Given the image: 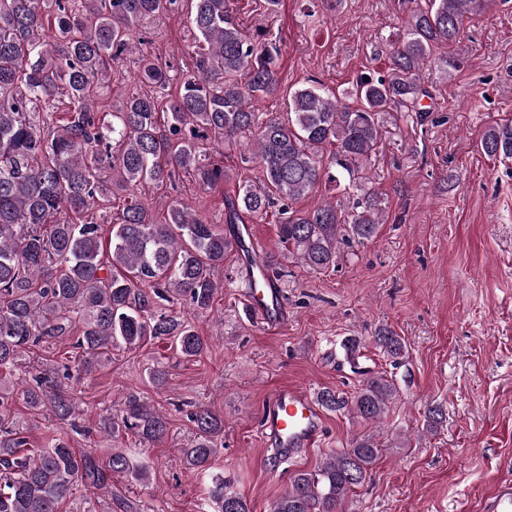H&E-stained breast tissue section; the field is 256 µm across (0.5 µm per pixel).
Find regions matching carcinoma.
I'll return each mask as SVG.
<instances>
[{"label":"carcinoma","instance_id":"obj_1","mask_svg":"<svg viewBox=\"0 0 512 512\" xmlns=\"http://www.w3.org/2000/svg\"><path fill=\"white\" fill-rule=\"evenodd\" d=\"M175 0H0V376L22 358L54 339L71 337L81 354L74 371L90 372L89 356L107 357L112 347L135 349L149 339L167 338L185 359L207 347L189 319L163 309L181 301L199 314L212 308L223 283L219 271L239 234L209 223L183 202L171 205L164 220L134 193L142 183L163 187L175 173L193 174L200 184L224 181V166L202 154L200 145H237L250 140L261 168L259 181L244 183L227 203L226 221L263 215L279 207V241L285 253L268 255L269 269L291 258L313 272L336 265L340 245L369 240L382 216L370 197L350 217L324 204L312 211L292 210L288 202L311 193L323 180L341 185L322 166L323 151L336 147L330 163L346 172L375 152L383 115L391 107L416 109L428 96L420 74L436 60L456 61L439 51L462 34L465 19L481 14L488 0H415L404 33L391 44L388 66L374 78L364 74L343 103L319 81L288 92L287 118L259 121L253 102L281 88L276 69L277 42L261 28L236 22L228 0H190L196 63L179 79L177 97L168 101L133 93L112 109L97 98L110 90L112 67L129 52L138 54V83L163 90L172 81L152 55L135 43L138 28L168 12ZM57 31L45 39L48 28ZM71 104L65 122L54 120L60 98ZM481 151L512 158V119L484 131ZM123 196L112 220L110 239L103 225L85 213L107 208ZM384 354L398 363L408 353L405 340L382 327L373 336ZM29 409L50 408L72 430L80 408L74 388L49 373L23 389ZM399 397L394 382L371 376L352 399L334 389L317 392L319 405L347 410L376 422ZM13 393L0 384V512H59L76 484L94 494L112 493V477L148 478L124 448L101 458L78 451L62 437L51 448H31L14 419ZM440 404L427 406L424 427L445 421ZM197 437L182 449L186 468L210 479L208 501L217 512H250L242 496L224 490V476L210 473L224 447V417L203 408L190 412ZM106 434L124 432L155 444L168 433V419L139 396L126 398L118 421L103 423ZM381 456L372 435L326 457L318 468L291 474L270 512H343L354 488L371 478Z\"/></svg>","mask_w":512,"mask_h":512}]
</instances>
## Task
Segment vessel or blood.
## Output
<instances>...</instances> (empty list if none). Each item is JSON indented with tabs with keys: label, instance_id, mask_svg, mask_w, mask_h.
Listing matches in <instances>:
<instances>
[{
	"label": "vessel or blood",
	"instance_id": "b4317fda",
	"mask_svg": "<svg viewBox=\"0 0 512 512\" xmlns=\"http://www.w3.org/2000/svg\"><path fill=\"white\" fill-rule=\"evenodd\" d=\"M257 287L249 293L252 313L262 326L281 329L287 319L283 295L279 289L264 287L262 264L252 267ZM263 435L270 446L283 456H292L297 449L318 447L324 437L322 414L312 397L298 387L274 391L262 417Z\"/></svg>",
	"mask_w": 512,
	"mask_h": 512
}]
</instances>
